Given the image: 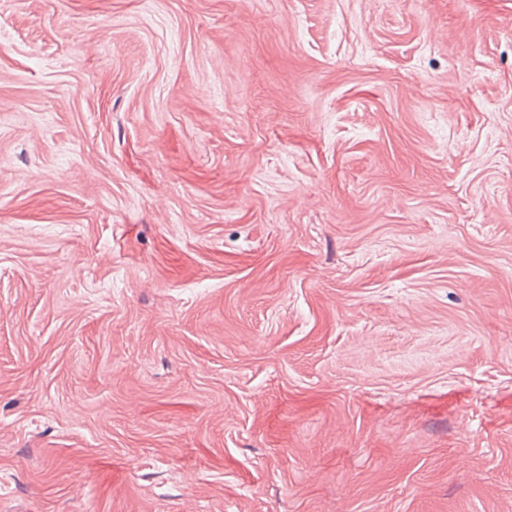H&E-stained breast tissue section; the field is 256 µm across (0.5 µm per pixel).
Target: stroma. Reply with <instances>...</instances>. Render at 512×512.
Segmentation results:
<instances>
[{
    "label": "stroma",
    "mask_w": 512,
    "mask_h": 512,
    "mask_svg": "<svg viewBox=\"0 0 512 512\" xmlns=\"http://www.w3.org/2000/svg\"><path fill=\"white\" fill-rule=\"evenodd\" d=\"M0 512H512V0H0Z\"/></svg>",
    "instance_id": "obj_1"
}]
</instances>
